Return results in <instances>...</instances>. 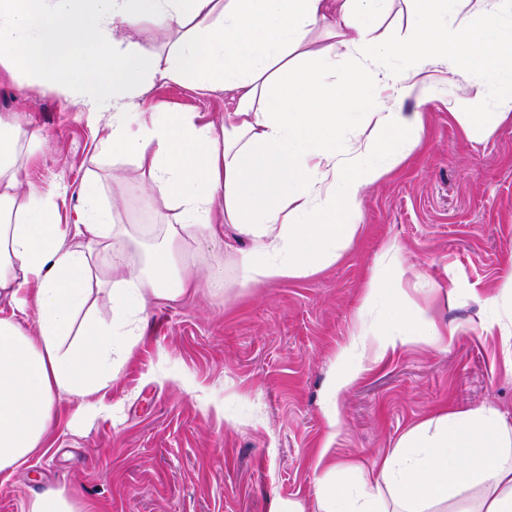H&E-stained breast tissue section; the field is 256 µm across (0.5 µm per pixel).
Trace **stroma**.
<instances>
[{
	"label": "stroma",
	"instance_id": "35a3bbf8",
	"mask_svg": "<svg viewBox=\"0 0 512 512\" xmlns=\"http://www.w3.org/2000/svg\"><path fill=\"white\" fill-rule=\"evenodd\" d=\"M465 100L482 125L494 81L479 73L439 75L431 96L379 102L424 118L423 148L362 193L360 229L335 265L316 274L242 286L233 255L187 242L182 264L197 292L148 305L141 335L116 377L92 396L54 405L43 450L0 473V512H25L47 484L97 501L101 512H271L274 500L313 512V451L336 412L340 461L371 466L407 429L445 408L491 406L512 417V338L481 331L494 313L483 301L512 276V124L469 138L447 105ZM60 91L21 73L0 81V114L22 122L18 151L32 150L20 194L50 196L60 223L76 217L78 193L96 178L117 223L135 238L125 255L140 265L175 212L137 168L95 156L106 133ZM223 94L155 83L154 112H195L221 122ZM401 248L403 276L382 248ZM377 273L402 299L361 313L364 284ZM433 306L456 325L436 347L415 338L417 308ZM399 329L408 340L340 395L329 380L358 323Z\"/></svg>",
	"mask_w": 512,
	"mask_h": 512
}]
</instances>
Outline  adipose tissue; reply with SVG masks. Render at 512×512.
<instances>
[{
	"label": "adipose tissue",
	"instance_id": "ef3b65f1",
	"mask_svg": "<svg viewBox=\"0 0 512 512\" xmlns=\"http://www.w3.org/2000/svg\"><path fill=\"white\" fill-rule=\"evenodd\" d=\"M411 39L391 41L379 22L388 0H0V74L26 72L69 94L89 117L107 114L98 153L134 161L153 192L179 211L160 247L141 266L123 267L132 235L115 223L96 180L80 189L76 219L57 224L50 200L19 196L28 163L12 143L17 117L0 115V472L40 452L61 396L99 392L126 362L148 299L175 300L199 285L178 271L182 245H217L223 225L249 238L239 252L242 285L309 276L341 258L355 238L365 186L419 146L421 113L380 104L354 115L363 90L396 97L426 84L425 68L477 72L500 84L493 120L512 121V51L494 12L487 41L448 19L464 0H409ZM164 26L175 38L165 54L128 41L127 29ZM324 45L309 50L314 29ZM400 56L402 69L385 66ZM352 74L337 73V60ZM173 82L228 95L222 124L191 112H143L147 84ZM360 121L359 137L345 132ZM112 305L101 319L93 297ZM35 322L36 335L25 325ZM405 337L357 330L337 365L354 372L379 362ZM316 512H512V422L482 406L448 408L417 423L376 459L358 485L355 472L322 446ZM26 512H98L95 501L47 487Z\"/></svg>",
	"mask_w": 512,
	"mask_h": 512
}]
</instances>
